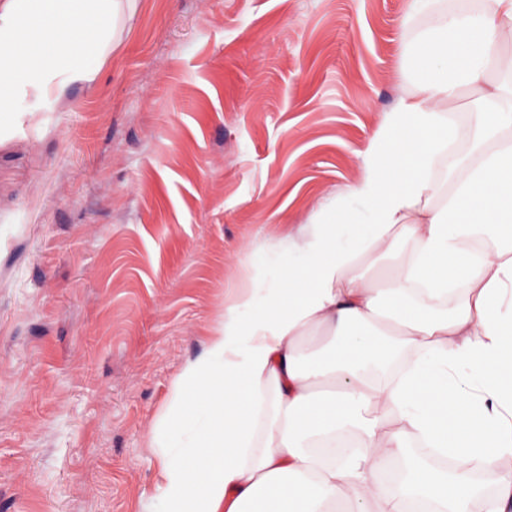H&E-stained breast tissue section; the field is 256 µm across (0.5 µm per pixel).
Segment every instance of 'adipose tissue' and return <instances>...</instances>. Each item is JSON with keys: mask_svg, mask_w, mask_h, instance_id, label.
I'll return each instance as SVG.
<instances>
[{"mask_svg": "<svg viewBox=\"0 0 512 512\" xmlns=\"http://www.w3.org/2000/svg\"><path fill=\"white\" fill-rule=\"evenodd\" d=\"M471 10L410 0L420 81L372 138L350 195L369 224L318 219L288 241L302 261L225 304L172 385L161 450L164 512H475L477 469L512 459V0ZM136 0H0V114L92 81ZM479 109L465 155L453 111ZM355 438L323 459L321 438ZM417 439L453 463L408 455ZM403 460L389 486L383 469Z\"/></svg>", "mask_w": 512, "mask_h": 512, "instance_id": "adipose-tissue-1", "label": "adipose tissue"}]
</instances>
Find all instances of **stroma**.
<instances>
[{
  "mask_svg": "<svg viewBox=\"0 0 512 512\" xmlns=\"http://www.w3.org/2000/svg\"><path fill=\"white\" fill-rule=\"evenodd\" d=\"M409 0H138L0 128V512H164L154 437L225 300L276 280L418 74Z\"/></svg>",
  "mask_w": 512,
  "mask_h": 512,
  "instance_id": "35a3bbf8",
  "label": "stroma"
}]
</instances>
